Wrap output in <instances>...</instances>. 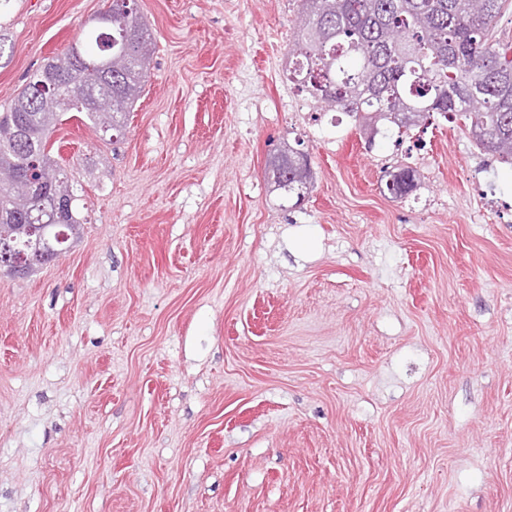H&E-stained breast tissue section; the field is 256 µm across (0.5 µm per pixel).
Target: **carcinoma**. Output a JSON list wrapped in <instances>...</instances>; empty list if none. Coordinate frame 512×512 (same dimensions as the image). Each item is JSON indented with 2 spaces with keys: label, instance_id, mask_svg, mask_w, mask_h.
Wrapping results in <instances>:
<instances>
[{
  "label": "carcinoma",
  "instance_id": "carcinoma-1",
  "mask_svg": "<svg viewBox=\"0 0 512 512\" xmlns=\"http://www.w3.org/2000/svg\"><path fill=\"white\" fill-rule=\"evenodd\" d=\"M506 0H300L296 35L283 74L315 103L355 118L360 131L401 135L432 115L462 117L474 145L512 167V45L493 42L490 31ZM153 37L131 5L112 0V29L91 26L81 46L83 62L54 57L30 77L0 112V128L35 112L34 146L0 143V205L9 186L40 158L73 185L48 142L67 112H83L96 127L109 117L112 130L127 125L152 55ZM55 69L74 83L94 87L91 107L56 106L41 77ZM288 189L300 204L313 182L308 153L288 146ZM50 206L33 204L0 232L52 220Z\"/></svg>",
  "mask_w": 512,
  "mask_h": 512
}]
</instances>
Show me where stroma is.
<instances>
[{"mask_svg":"<svg viewBox=\"0 0 512 512\" xmlns=\"http://www.w3.org/2000/svg\"><path fill=\"white\" fill-rule=\"evenodd\" d=\"M110 3L0 0V108ZM137 8L125 130L52 137L78 239L0 276V512H512V167L457 119L368 144L318 110L283 75L298 0ZM309 161L308 153L291 146L288 143V173L285 179L288 180V191H283L284 198L290 202L294 200L293 206H297L305 198L313 182V172Z\"/></svg>","mask_w":512,"mask_h":512,"instance_id":"35a3bbf8","label":"stroma"}]
</instances>
